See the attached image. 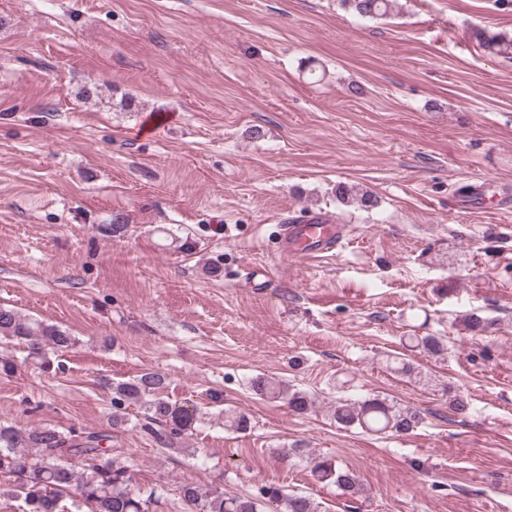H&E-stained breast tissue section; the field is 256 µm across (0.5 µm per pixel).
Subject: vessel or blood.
Returning a JSON list of instances; mask_svg holds the SVG:
<instances>
[{
  "label": "vessel or blood",
  "instance_id": "b4317fda",
  "mask_svg": "<svg viewBox=\"0 0 512 512\" xmlns=\"http://www.w3.org/2000/svg\"><path fill=\"white\" fill-rule=\"evenodd\" d=\"M347 232L333 216L313 210L297 218L281 219L278 225L279 253L302 261L332 256Z\"/></svg>",
  "mask_w": 512,
  "mask_h": 512
}]
</instances>
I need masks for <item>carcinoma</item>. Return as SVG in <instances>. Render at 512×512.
<instances>
[{
	"mask_svg": "<svg viewBox=\"0 0 512 512\" xmlns=\"http://www.w3.org/2000/svg\"><path fill=\"white\" fill-rule=\"evenodd\" d=\"M343 4L361 17L382 18L390 15L394 0H343ZM336 198L351 199L364 207L374 205L371 196L354 194L341 184L336 186ZM14 341L24 342L34 351L48 348L57 352L74 345L76 339L13 308L0 306V344ZM409 341L430 355L444 354V344L436 336H411ZM167 385V377L154 371L115 383L112 426L126 425L120 410L137 405L145 414L143 431L159 445L173 447L205 417L196 407L189 409L167 401L163 396ZM250 388L261 397L287 400L298 414L312 406L309 394L290 389L273 378L256 377ZM331 416L347 430L398 436L412 433L424 420L419 410L379 396L338 401ZM224 425L243 432L250 427V420L242 412L226 410ZM110 441L112 435L102 432L60 431L55 427L26 429L0 423V473L12 478L9 485L0 488V496L22 499L23 512H65L61 501L64 494L73 490L75 512L84 508L87 512H148L149 504L158 499L157 493L153 491L145 499L131 494L128 468L112 458V448L106 446ZM65 453L82 458L84 471L63 465L60 458ZM313 471L320 482L336 486L344 495L356 497L363 493L355 472L331 458L314 461ZM180 496L186 512H320L319 503L313 498L298 491L287 492L275 484L263 486L258 498L228 496L217 489L204 491L194 485L184 486Z\"/></svg>",
	"mask_w": 512,
	"mask_h": 512,
	"instance_id": "carcinoma-1",
	"label": "carcinoma"
}]
</instances>
